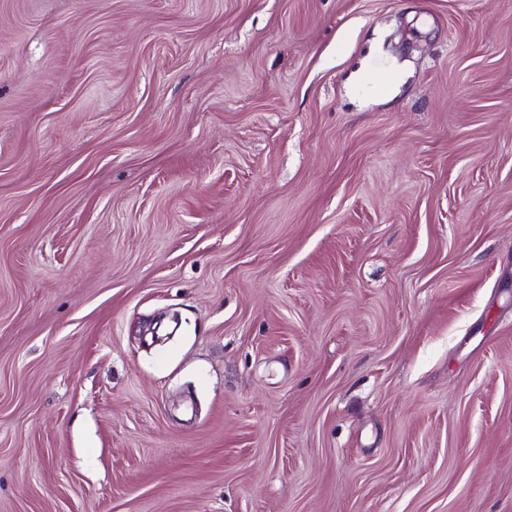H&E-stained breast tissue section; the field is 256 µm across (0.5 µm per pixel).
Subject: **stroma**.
I'll return each instance as SVG.
<instances>
[{"mask_svg":"<svg viewBox=\"0 0 512 512\" xmlns=\"http://www.w3.org/2000/svg\"><path fill=\"white\" fill-rule=\"evenodd\" d=\"M0 512H512V0H0Z\"/></svg>","mask_w":512,"mask_h":512,"instance_id":"35a3bbf8","label":"stroma"}]
</instances>
